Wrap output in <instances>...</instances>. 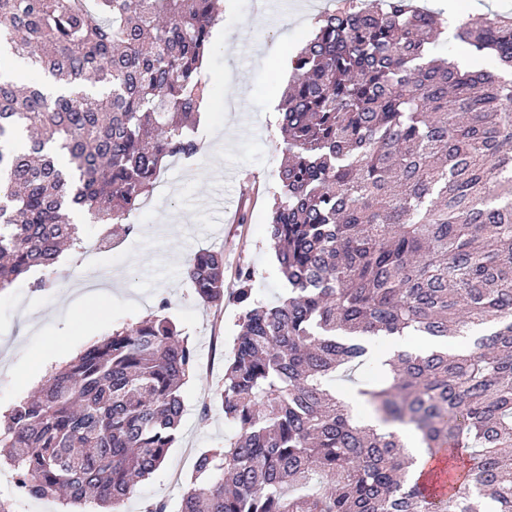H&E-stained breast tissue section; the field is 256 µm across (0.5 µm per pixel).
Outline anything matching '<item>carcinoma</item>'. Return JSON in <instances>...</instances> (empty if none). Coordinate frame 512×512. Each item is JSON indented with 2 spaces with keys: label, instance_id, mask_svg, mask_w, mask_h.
<instances>
[{
  "label": "carcinoma",
  "instance_id": "carcinoma-1",
  "mask_svg": "<svg viewBox=\"0 0 512 512\" xmlns=\"http://www.w3.org/2000/svg\"><path fill=\"white\" fill-rule=\"evenodd\" d=\"M219 22V0H0L1 289L54 271L81 223L138 232L164 162L201 150ZM444 27L412 0H341L290 59L268 227L284 294L259 299L248 267L226 293L222 251L185 260L202 303L240 313L217 392L237 434L196 454L180 512H512V16L459 28L494 60L478 71L433 57ZM166 308L3 415L24 494L126 512L163 466L196 362ZM390 336L425 345L360 383L379 432L336 377ZM441 458L464 491L426 497L409 472Z\"/></svg>",
  "mask_w": 512,
  "mask_h": 512
}]
</instances>
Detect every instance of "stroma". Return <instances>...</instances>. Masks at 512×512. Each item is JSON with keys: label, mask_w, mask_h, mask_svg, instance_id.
I'll return each instance as SVG.
<instances>
[{"label": "stroma", "mask_w": 512, "mask_h": 512, "mask_svg": "<svg viewBox=\"0 0 512 512\" xmlns=\"http://www.w3.org/2000/svg\"><path fill=\"white\" fill-rule=\"evenodd\" d=\"M216 41L205 60L210 104L196 125L199 141L221 135L212 154L198 155L192 166L168 162L158 180L166 198L150 193L129 220L137 236L114 240L97 257L115 276L112 296L67 313L62 302L73 286L85 250L94 247L98 227L85 225L83 247L66 252L52 288L34 287L38 271L0 290V415L35 394L50 368L65 365L114 329L155 312L167 300V314L196 347L198 364L182 388L184 412L178 438L164 466L140 482L126 512H144L148 502L163 500L168 512H179L193 467L190 448H221L235 435L216 393L224 382V365L232 354L238 309L232 302L202 304L184 275L186 257L196 251H224L226 286L248 266L262 299L281 294L277 262L267 239L270 205L267 191L276 184L284 160L277 129L278 108L292 70L289 59L313 31L315 17L334 8V0H222ZM512 13V0H460L446 36L436 51L455 49L469 60L456 34L471 14ZM251 194L252 219L238 221L243 194ZM0 497L14 502V512H64L60 500L36 499L17 487L12 467L0 461Z\"/></svg>", "instance_id": "stroma-1"}]
</instances>
